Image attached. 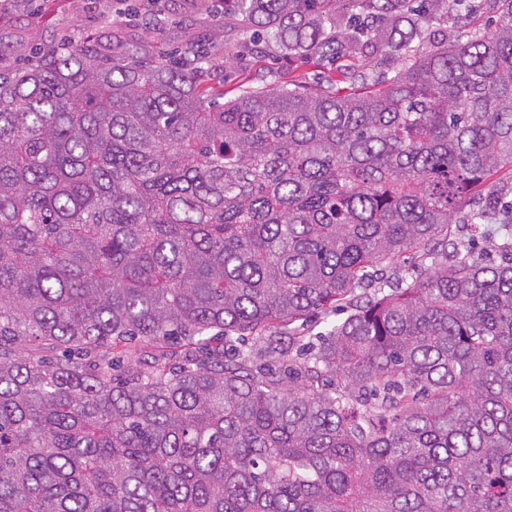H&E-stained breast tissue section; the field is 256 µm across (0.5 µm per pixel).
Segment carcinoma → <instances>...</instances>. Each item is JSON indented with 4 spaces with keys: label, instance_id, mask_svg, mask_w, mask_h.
Instances as JSON below:
<instances>
[{
    "label": "carcinoma",
    "instance_id": "carcinoma-1",
    "mask_svg": "<svg viewBox=\"0 0 512 512\" xmlns=\"http://www.w3.org/2000/svg\"><path fill=\"white\" fill-rule=\"evenodd\" d=\"M230 2L290 54L402 67L215 108L191 41L0 42V512H512V223L499 263L452 235L512 192V0L424 56L397 0Z\"/></svg>",
    "mask_w": 512,
    "mask_h": 512
}]
</instances>
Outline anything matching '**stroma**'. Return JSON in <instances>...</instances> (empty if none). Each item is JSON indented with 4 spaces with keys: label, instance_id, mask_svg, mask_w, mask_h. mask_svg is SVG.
I'll list each match as a JSON object with an SVG mask.
<instances>
[{
    "label": "stroma",
    "instance_id": "1",
    "mask_svg": "<svg viewBox=\"0 0 512 512\" xmlns=\"http://www.w3.org/2000/svg\"><path fill=\"white\" fill-rule=\"evenodd\" d=\"M118 0H41L37 13L23 8L8 10L0 22V39L11 42L14 56L23 60L31 50L66 34L75 46L93 41L122 57L134 54L145 59L172 52L187 40L202 43L208 52V84L233 94L240 85L274 87L296 78L304 83L344 86L348 62L326 61L314 56L288 53L271 40L258 41L254 30L233 7L217 9L215 0H139L135 18L118 17ZM222 17L224 32L213 35L211 21ZM497 16L486 0H432L423 22V49L455 40H467L478 27H493Z\"/></svg>",
    "mask_w": 512,
    "mask_h": 512
}]
</instances>
